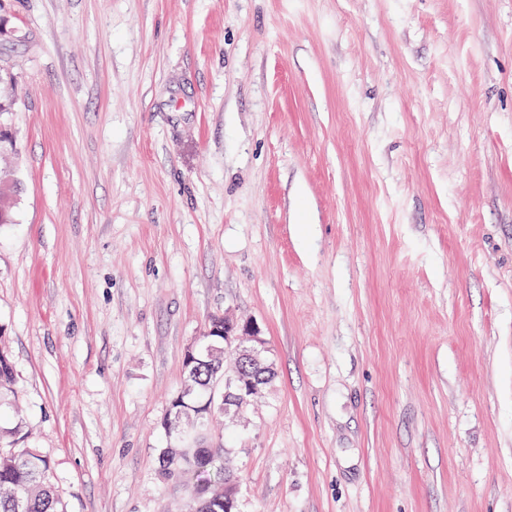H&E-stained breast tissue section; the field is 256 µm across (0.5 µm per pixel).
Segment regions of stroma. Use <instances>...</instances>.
I'll list each match as a JSON object with an SVG mask.
<instances>
[{
  "label": "stroma",
  "instance_id": "obj_1",
  "mask_svg": "<svg viewBox=\"0 0 512 512\" xmlns=\"http://www.w3.org/2000/svg\"><path fill=\"white\" fill-rule=\"evenodd\" d=\"M0 425L67 512H184L211 317L274 376L236 512H512V0H0ZM17 394L14 368L7 353L0 352V402Z\"/></svg>",
  "mask_w": 512,
  "mask_h": 512
}]
</instances>
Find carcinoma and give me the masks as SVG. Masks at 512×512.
<instances>
[{"label":"carcinoma","instance_id":"obj_1","mask_svg":"<svg viewBox=\"0 0 512 512\" xmlns=\"http://www.w3.org/2000/svg\"><path fill=\"white\" fill-rule=\"evenodd\" d=\"M197 361L186 366L191 395L182 408L190 413L201 410L210 387L224 375V340L221 336L200 337ZM17 394L14 368L7 353L0 352V400ZM161 426L168 435L183 438V446L160 453L162 474L176 478L189 493L193 512H234L236 492L229 484L236 478L224 473L221 448L206 444L208 425L175 430L170 416ZM21 424L0 427V512H65L51 480V463L36 448L19 446Z\"/></svg>","mask_w":512,"mask_h":512}]
</instances>
